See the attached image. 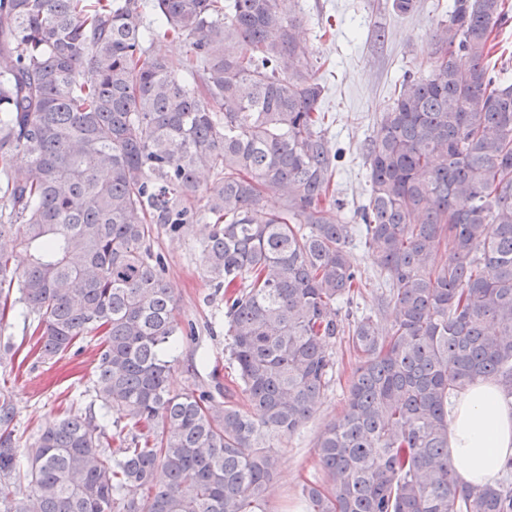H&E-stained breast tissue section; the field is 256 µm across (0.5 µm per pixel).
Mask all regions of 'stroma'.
<instances>
[{"label":"stroma","instance_id":"stroma-1","mask_svg":"<svg viewBox=\"0 0 512 512\" xmlns=\"http://www.w3.org/2000/svg\"><path fill=\"white\" fill-rule=\"evenodd\" d=\"M452 0H417L403 15L392 0H291L289 7L302 21L309 48L308 61L324 91L320 101L330 125L328 136L343 156L336 177V194L346 211L361 206L368 194L363 146L376 131L405 72L419 71L427 59L433 32L447 18ZM202 225L181 235L155 227L149 241L165 261L164 277L174 297L179 327H194V337H181L169 385L179 394L212 392L223 402L236 388L225 334L224 297L216 293L206 273L199 238ZM363 286L354 295L353 316L373 315L380 327L392 317L381 299L388 283L363 245L353 249ZM0 340L11 343L15 355L0 356V389L17 403V436L28 446L38 429L63 413H84L93 396L92 377L98 335L80 337L63 354L48 361L30 353L34 337L17 311L0 323ZM333 378L311 419L279 445L281 465L268 487L270 512H303V484L318 481L321 467L315 441L324 426L342 417L352 375L359 363L347 337L331 345Z\"/></svg>","mask_w":512,"mask_h":512}]
</instances>
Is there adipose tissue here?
<instances>
[{
	"instance_id": "ef3b65f1",
	"label": "adipose tissue",
	"mask_w": 512,
	"mask_h": 512,
	"mask_svg": "<svg viewBox=\"0 0 512 512\" xmlns=\"http://www.w3.org/2000/svg\"><path fill=\"white\" fill-rule=\"evenodd\" d=\"M512 461V405L490 381L466 386L448 408V462L460 485L496 481Z\"/></svg>"
}]
</instances>
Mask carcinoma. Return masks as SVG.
<instances>
[{"instance_id": "cac0c4a2", "label": "carcinoma", "mask_w": 512, "mask_h": 512, "mask_svg": "<svg viewBox=\"0 0 512 512\" xmlns=\"http://www.w3.org/2000/svg\"><path fill=\"white\" fill-rule=\"evenodd\" d=\"M507 19L506 0H453L429 73H405L364 145L348 224L288 0H0V300L44 359L101 336L85 416L26 448L0 390V512H268L277 442L317 410L344 334L360 361L315 444L311 512H512V462L476 488L448 464L456 391L489 380L512 403V83L486 65ZM159 37L186 57L150 53ZM201 223L242 405L167 386L179 327L148 242ZM356 236L390 284L384 332L342 317Z\"/></svg>"}]
</instances>
